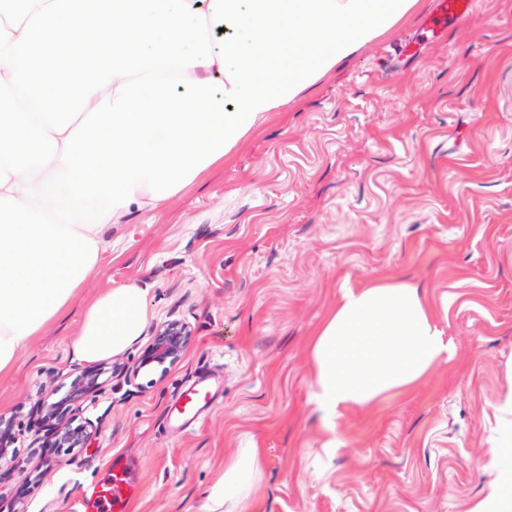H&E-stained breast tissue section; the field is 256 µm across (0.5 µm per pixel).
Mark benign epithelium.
<instances>
[{"mask_svg": "<svg viewBox=\"0 0 512 512\" xmlns=\"http://www.w3.org/2000/svg\"><path fill=\"white\" fill-rule=\"evenodd\" d=\"M190 336L191 328L186 322L179 319L165 320L155 327L152 336L149 337L139 366L130 371L122 364L114 362L112 373L123 374L130 382L138 378L140 370L145 367L163 374L181 359ZM101 375L100 367L86 368L75 375L63 402L51 399L49 394L40 399L39 415L52 429L48 447L82 448L97 430L98 425L89 419L77 425L69 422L64 416V407L79 402L87 394L101 389ZM11 429V421L0 415V461L8 458L13 464L18 465L20 460L13 456V449L4 442V438L11 435Z\"/></svg>", "mask_w": 512, "mask_h": 512, "instance_id": "benign-epithelium-1", "label": "benign epithelium"}]
</instances>
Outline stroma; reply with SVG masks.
I'll list each match as a JSON object with an SVG mask.
<instances>
[{
    "label": "stroma",
    "instance_id": "stroma-1",
    "mask_svg": "<svg viewBox=\"0 0 512 512\" xmlns=\"http://www.w3.org/2000/svg\"><path fill=\"white\" fill-rule=\"evenodd\" d=\"M432 0L305 91L224 166L105 233L101 273L0 376L20 466L0 465V512H71L112 457L136 463L129 512H205L238 449L259 453L252 512H470L512 441V0L473 12L409 59L388 51ZM393 273L425 288L452 344L411 390L337 413L314 397L310 341L343 290ZM149 285L151 324L192 336L165 374L109 377L74 404L99 427L81 448H36L38 400L83 367L70 354L84 299ZM215 374L188 432L163 417Z\"/></svg>",
    "mask_w": 512,
    "mask_h": 512
}]
</instances>
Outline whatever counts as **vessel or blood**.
I'll return each mask as SVG.
<instances>
[{"label": "vessel or blood", "mask_w": 512, "mask_h": 512, "mask_svg": "<svg viewBox=\"0 0 512 512\" xmlns=\"http://www.w3.org/2000/svg\"><path fill=\"white\" fill-rule=\"evenodd\" d=\"M474 6L475 0H434L424 27L434 34L443 32L449 25L465 19ZM214 397L204 381L184 387L168 409L169 423L181 431L190 428L207 414ZM139 493V485L127 467L115 461L90 491L78 496L75 512H129Z\"/></svg>", "instance_id": "vessel-or-blood-1"}]
</instances>
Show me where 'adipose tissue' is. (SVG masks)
<instances>
[{
    "label": "adipose tissue",
    "instance_id": "ef3b65f1",
    "mask_svg": "<svg viewBox=\"0 0 512 512\" xmlns=\"http://www.w3.org/2000/svg\"><path fill=\"white\" fill-rule=\"evenodd\" d=\"M148 293V286L135 282L103 290L85 309L71 343L74 359L95 362L138 341L149 322ZM450 354L418 285L382 275L364 287L345 289L310 345L314 396L325 426H332L339 409L409 390ZM491 463L497 481L474 512H512V467L496 447ZM259 477L257 449H240L214 485L207 512L246 504Z\"/></svg>",
    "mask_w": 512,
    "mask_h": 512
}]
</instances>
